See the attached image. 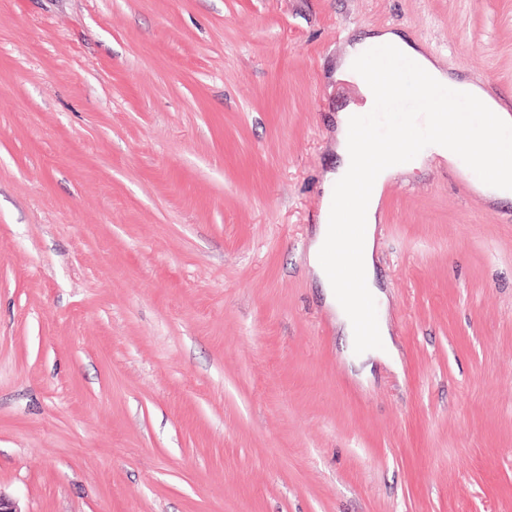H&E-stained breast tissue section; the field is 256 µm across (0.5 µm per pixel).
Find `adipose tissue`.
Segmentation results:
<instances>
[{
  "label": "adipose tissue",
  "mask_w": 512,
  "mask_h": 512,
  "mask_svg": "<svg viewBox=\"0 0 512 512\" xmlns=\"http://www.w3.org/2000/svg\"><path fill=\"white\" fill-rule=\"evenodd\" d=\"M404 66L410 69L418 106L403 115L399 131H387L378 148H371L361 133L377 122L379 94L391 82L393 72ZM334 78L354 82L364 102L336 114L335 150L342 164L325 176L320 224L309 243L307 258L325 290L328 310L348 338L346 365L363 381L368 373L362 370V363L377 360L392 365L397 357L386 316L388 299L374 275L376 227L386 184L399 170L420 166L429 155L462 168L470 133L475 130L491 139L493 154L476 170L467 172L468 182L487 202L512 197V113L489 97L481 82L451 76L438 59L390 30L348 44L337 60ZM447 92L478 108V117L456 113L445 119L438 116L433 104ZM364 174L369 177L370 190L362 194L356 184ZM346 213L361 226L358 236L345 241L347 251L357 259L356 274L362 288L356 295L341 290L327 262L328 245ZM363 308L373 314L381 348H357L359 311Z\"/></svg>",
  "instance_id": "adipose-tissue-1"
}]
</instances>
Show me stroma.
<instances>
[{"label":"stroma","mask_w":512,"mask_h":512,"mask_svg":"<svg viewBox=\"0 0 512 512\" xmlns=\"http://www.w3.org/2000/svg\"><path fill=\"white\" fill-rule=\"evenodd\" d=\"M512 112V0H0V493L20 512H512V200L385 187L399 366L307 263L344 46Z\"/></svg>","instance_id":"obj_1"}]
</instances>
